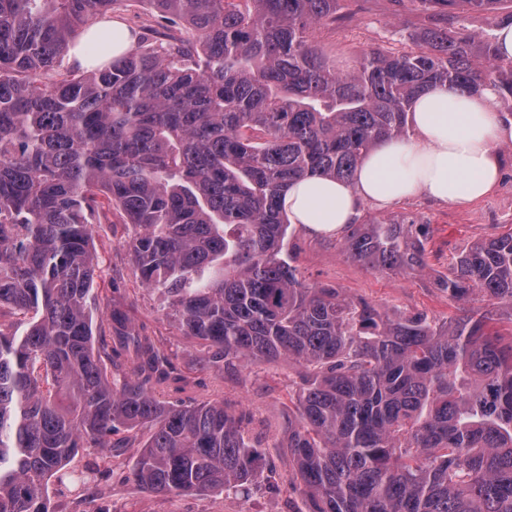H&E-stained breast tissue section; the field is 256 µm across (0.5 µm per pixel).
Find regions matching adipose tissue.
Segmentation results:
<instances>
[{"instance_id":"adipose-tissue-1","label":"adipose tissue","mask_w":512,"mask_h":512,"mask_svg":"<svg viewBox=\"0 0 512 512\" xmlns=\"http://www.w3.org/2000/svg\"><path fill=\"white\" fill-rule=\"evenodd\" d=\"M491 90L436 87L413 106L414 141L388 140L362 162L353 183L312 177L285 193L291 223L313 235H338L355 223L362 203L386 208L423 194L440 202L471 203L500 181L497 144L512 140V119L493 104Z\"/></svg>"}]
</instances>
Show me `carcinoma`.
<instances>
[{
  "mask_svg": "<svg viewBox=\"0 0 512 512\" xmlns=\"http://www.w3.org/2000/svg\"><path fill=\"white\" fill-rule=\"evenodd\" d=\"M117 0H0V512H54L45 490L80 448L147 426L134 480L159 495L245 490L266 468L222 401L161 398L185 376L120 299L91 310L100 209L136 229L141 282L224 367L307 369L288 427L314 512H512V228L474 241L436 280L459 315L389 316L309 284L280 257L282 196L305 177L350 182L410 135L424 91L491 87L512 112V58L465 26L329 67L313 29L345 0H142L185 32L144 29L129 53L57 70ZM490 22L503 0H394ZM430 225L367 219L347 257L428 268Z\"/></svg>",
  "mask_w": 512,
  "mask_h": 512,
  "instance_id": "1",
  "label": "carcinoma"
}]
</instances>
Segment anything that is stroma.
Returning a JSON list of instances; mask_svg holds the SVG:
<instances>
[{
    "label": "stroma",
    "instance_id": "1",
    "mask_svg": "<svg viewBox=\"0 0 512 512\" xmlns=\"http://www.w3.org/2000/svg\"><path fill=\"white\" fill-rule=\"evenodd\" d=\"M427 22L394 0H351L336 21L316 30L314 40L329 64L345 68L363 47L402 49V28L421 32ZM502 179L487 197L468 204L443 203L421 195L381 209L364 205L362 218L413 217L431 228L428 270L379 274L346 258L342 236H318L291 225L284 241L299 274L312 284H330L351 298H362L382 312L421 314L446 323L456 309L438 291L434 279L446 273L449 261L472 241L512 228V149H499ZM133 228L119 212L107 211L93 226L98 252L94 274L97 302L92 309L98 325L107 323V303L124 298L137 321L148 324L158 346L188 376L185 390L164 392L165 400L223 402L228 414L240 417L246 442L263 452L268 467L259 483L245 494H181L158 496L141 489L131 468L138 450L102 456L83 448L71 460L66 486L52 493L56 512H312L308 499L293 479L286 448L292 404L303 369L294 362L257 361L225 368L213 361L207 348L183 336L162 289L141 284L128 249Z\"/></svg>",
    "mask_w": 512,
    "mask_h": 512
}]
</instances>
